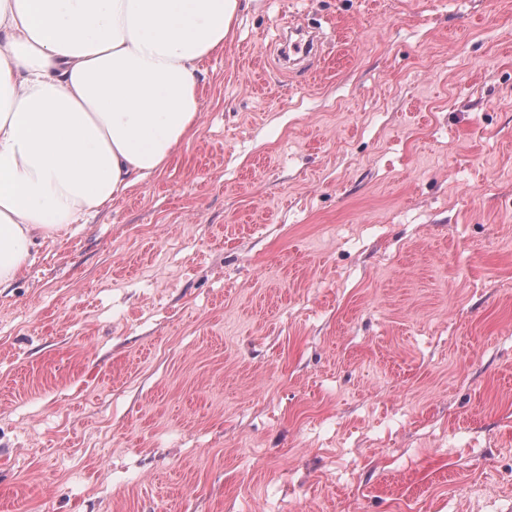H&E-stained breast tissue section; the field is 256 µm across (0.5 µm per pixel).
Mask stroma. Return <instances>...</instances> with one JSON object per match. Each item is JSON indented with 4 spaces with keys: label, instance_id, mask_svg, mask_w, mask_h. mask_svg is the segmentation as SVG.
Wrapping results in <instances>:
<instances>
[{
    "label": "stroma",
    "instance_id": "stroma-1",
    "mask_svg": "<svg viewBox=\"0 0 512 512\" xmlns=\"http://www.w3.org/2000/svg\"><path fill=\"white\" fill-rule=\"evenodd\" d=\"M201 96L0 288V512H512V0H250Z\"/></svg>",
    "mask_w": 512,
    "mask_h": 512
}]
</instances>
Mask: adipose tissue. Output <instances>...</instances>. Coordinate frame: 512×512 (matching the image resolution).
<instances>
[{
  "instance_id": "adipose-tissue-1",
  "label": "adipose tissue",
  "mask_w": 512,
  "mask_h": 512,
  "mask_svg": "<svg viewBox=\"0 0 512 512\" xmlns=\"http://www.w3.org/2000/svg\"><path fill=\"white\" fill-rule=\"evenodd\" d=\"M241 0H0V288L198 130Z\"/></svg>"
}]
</instances>
